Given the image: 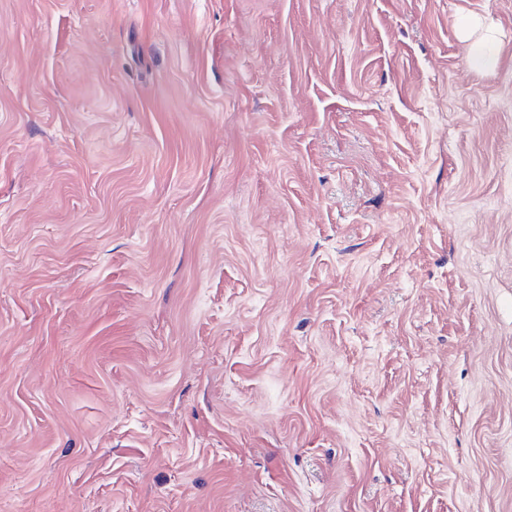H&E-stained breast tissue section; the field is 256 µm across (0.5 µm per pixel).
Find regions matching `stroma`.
<instances>
[{"label":"stroma","instance_id":"35a3bbf8","mask_svg":"<svg viewBox=\"0 0 512 512\" xmlns=\"http://www.w3.org/2000/svg\"><path fill=\"white\" fill-rule=\"evenodd\" d=\"M0 512H512V0H0ZM483 31L482 37L473 45L476 51L471 57V63L477 70L484 71L493 66L495 54L498 47L497 39L482 18L478 16L469 17L459 28L465 40H469L476 31Z\"/></svg>","mask_w":512,"mask_h":512}]
</instances>
